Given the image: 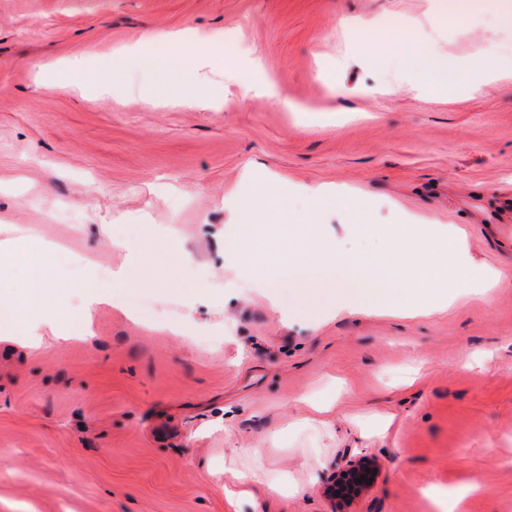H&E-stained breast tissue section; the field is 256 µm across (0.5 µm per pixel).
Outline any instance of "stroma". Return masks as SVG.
<instances>
[{
	"label": "stroma",
	"instance_id": "obj_1",
	"mask_svg": "<svg viewBox=\"0 0 512 512\" xmlns=\"http://www.w3.org/2000/svg\"><path fill=\"white\" fill-rule=\"evenodd\" d=\"M497 2L467 23L438 0H0V224L27 237L0 256V294H21L33 262L61 305L0 339V512H336L330 478L359 454L381 470L352 512H512V0ZM385 16L435 42L447 92H422L402 52L364 55ZM186 30L233 33L267 92L242 96L217 65L192 81L136 70L108 97L42 85L59 59ZM251 166L343 189L315 214L289 200L337 255L384 252L355 223L423 224L510 274L412 318L379 299L334 309L328 289L256 276L228 250ZM105 224L162 232L145 257L157 284L131 267L90 336L70 337L88 286L125 261ZM306 396L333 403L332 431L300 424ZM230 455L275 493L228 504Z\"/></svg>",
	"mask_w": 512,
	"mask_h": 512
}]
</instances>
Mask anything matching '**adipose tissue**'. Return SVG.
<instances>
[{
    "label": "adipose tissue",
    "mask_w": 512,
    "mask_h": 512,
    "mask_svg": "<svg viewBox=\"0 0 512 512\" xmlns=\"http://www.w3.org/2000/svg\"><path fill=\"white\" fill-rule=\"evenodd\" d=\"M384 31L385 36L381 40H362L364 53L380 63L396 47H404L406 65L424 73V90L440 92L447 76L436 62L437 52L433 42L414 40L406 24H388ZM164 41L166 47L162 50L149 40L95 62L83 56L65 59L43 72V84L51 89L82 90L94 87L100 93L109 95L120 87L124 76L134 69L144 67L156 76L196 75L204 66L217 62L232 72L240 91L249 93L261 88L255 65L241 63L237 51H224L210 39L187 42L177 31L165 36ZM56 310L55 287L45 282L38 270H30L27 293L0 310V330H10L26 319L46 320Z\"/></svg>",
    "instance_id": "adipose-tissue-1"
}]
</instances>
